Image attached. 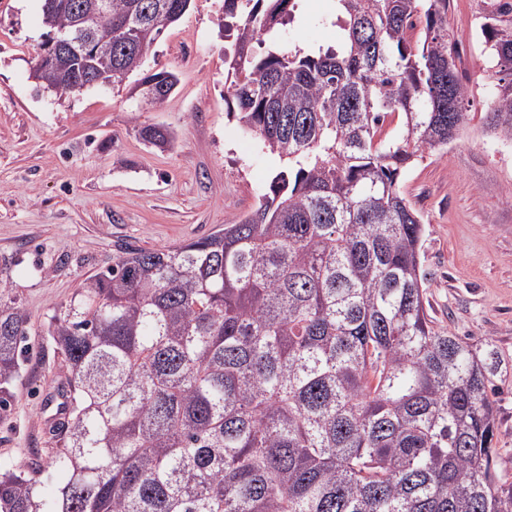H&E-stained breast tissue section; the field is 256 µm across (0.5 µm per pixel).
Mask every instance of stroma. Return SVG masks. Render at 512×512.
Returning a JSON list of instances; mask_svg holds the SVG:
<instances>
[{
    "label": "stroma",
    "mask_w": 512,
    "mask_h": 512,
    "mask_svg": "<svg viewBox=\"0 0 512 512\" xmlns=\"http://www.w3.org/2000/svg\"><path fill=\"white\" fill-rule=\"evenodd\" d=\"M485 0H453L448 26L467 45ZM41 0H0V283L26 314L29 359L0 419V467L52 445L65 379L46 340L54 311L128 245L170 249L249 213L280 168L227 114L218 24L223 0L189 8L145 56L178 84L159 107L132 95L134 77L64 97L31 77L46 32ZM332 0H303L283 44L331 43ZM469 129L445 155L403 172L399 189L422 215L421 271L435 327L468 342L492 340L512 364V143L489 131L493 103L484 56L461 53ZM158 125L168 149L137 130ZM494 470L512 483V371L498 382Z\"/></svg>",
    "instance_id": "35a3bbf8"
}]
</instances>
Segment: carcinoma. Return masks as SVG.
<instances>
[{
    "label": "carcinoma",
    "instance_id": "obj_1",
    "mask_svg": "<svg viewBox=\"0 0 512 512\" xmlns=\"http://www.w3.org/2000/svg\"><path fill=\"white\" fill-rule=\"evenodd\" d=\"M48 32L68 29L70 4ZM69 70L142 73L177 0H111ZM300 0H224L228 115L284 165L255 208L171 249L127 248L49 320L71 393L55 447L0 472V512H512L492 471V341L434 328L402 172L467 127L448 0H333L336 46L286 49ZM485 124L512 140V3L482 27ZM40 85L74 93L37 58ZM172 71L142 84L176 85ZM399 120V129L386 123ZM152 146L172 141L146 125ZM0 301V415L26 360Z\"/></svg>",
    "mask_w": 512,
    "mask_h": 512
}]
</instances>
